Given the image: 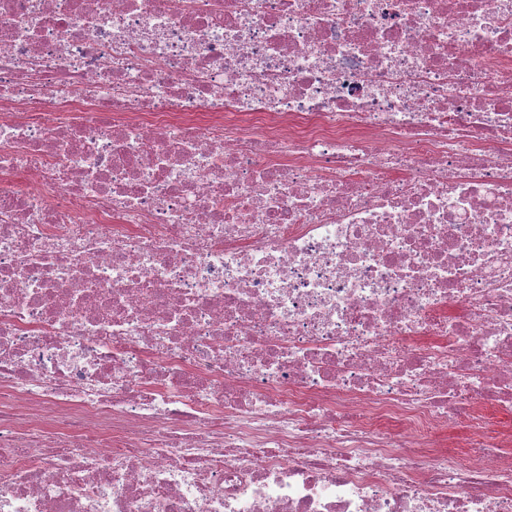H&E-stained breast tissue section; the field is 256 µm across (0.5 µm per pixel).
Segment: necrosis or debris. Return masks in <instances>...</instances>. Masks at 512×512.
I'll list each match as a JSON object with an SVG mask.
<instances>
[{"instance_id": "obj_1", "label": "necrosis or debris", "mask_w": 512, "mask_h": 512, "mask_svg": "<svg viewBox=\"0 0 512 512\" xmlns=\"http://www.w3.org/2000/svg\"><path fill=\"white\" fill-rule=\"evenodd\" d=\"M512 0H0V512H512Z\"/></svg>"}]
</instances>
